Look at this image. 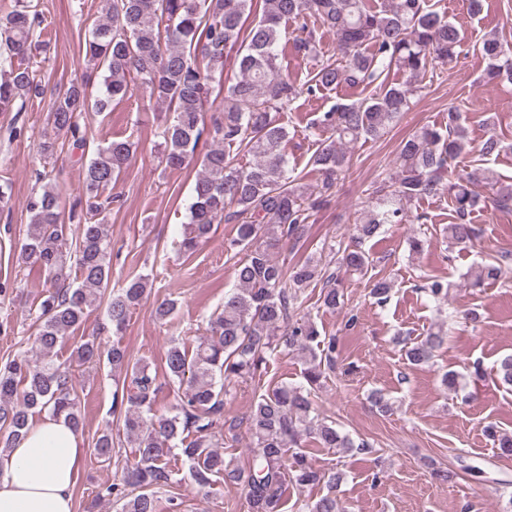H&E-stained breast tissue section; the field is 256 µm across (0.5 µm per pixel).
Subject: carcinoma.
Listing matches in <instances>:
<instances>
[{
  "instance_id": "cac0c4a2",
  "label": "carcinoma",
  "mask_w": 512,
  "mask_h": 512,
  "mask_svg": "<svg viewBox=\"0 0 512 512\" xmlns=\"http://www.w3.org/2000/svg\"><path fill=\"white\" fill-rule=\"evenodd\" d=\"M254 0H104L102 17L85 41V58L103 72L100 88L71 83L58 92L49 123L55 133L71 135L80 148L81 114L107 111L132 96L140 83L166 105L161 137L162 161L173 169L189 166L207 134L215 142L202 158L194 186L190 222L180 251L193 254L207 242L214 225L235 224L229 249L245 252L234 264L238 288L224 296L222 309L210 318L211 336L199 341L193 353L178 344L165 356L168 381L178 385L174 413L157 415L154 405L161 390L157 372L144 362H133L118 345L103 353L93 339L77 346L73 355L82 363L106 356L117 374L112 393L113 412L123 416L126 443L135 449V461L98 496L108 497L119 512H156L153 492L172 483L167 464L170 442L180 439L182 456L194 481L224 483L246 490L249 512H283L288 482L302 486L326 484L329 492L307 503L305 512H341L335 489L343 473H326L312 466L302 443L320 448L362 452L365 441L354 442L333 424L319 417L312 394L336 372V337H321L311 319L296 317L290 309L302 289L321 285L319 301L332 311L346 310L343 275H363L371 264L362 249L384 224L414 220L425 223L424 213L411 214V205L424 197L446 196L455 221L448 225V243L467 245L476 231L467 218L479 206V187L491 191L497 210H512V185L499 182L489 169H451V163L469 153L466 117L448 111L444 126H422L406 139L388 168L368 188L371 205L354 225L352 245L328 250L337 260L310 255L292 266L280 263L274 249L297 244L306 234L312 213L331 196L352 165L347 146L384 137L408 111L411 99L427 78L437 77L458 58L462 37L446 14L429 0H260L258 16L250 25ZM312 18L336 36L342 60L320 57L318 42L309 33L286 37L288 21ZM42 20L31 0H15L14 9L0 19V46L9 65L0 67V112L22 111L41 97L45 87L30 62L47 54V44L36 36ZM314 61L310 78L298 85L283 74L288 51ZM235 53L239 78L224 94V108L211 126L203 112L216 90L213 67L224 53ZM488 79L512 83V45L493 36L482 43ZM402 76L389 82L390 73ZM381 81L379 92L358 102L340 103L316 120L327 137L318 140L311 157L320 173L316 186L306 184L288 166L284 143L288 129L279 114L297 97L316 94L340 84ZM130 140H112L97 149L82 182L88 218L79 224L74 245L67 243L65 213L56 186L47 183L29 203L30 222L16 261L36 267L50 280L38 306V352L35 357L13 358L0 364V452L16 446L30 427L35 412L46 411L81 426L80 397L69 368L56 362L57 346L86 322L94 307L106 303L112 332L119 333L129 315L147 297L152 281L139 274L107 291L112 279L110 240L105 214V189L116 182L131 159ZM246 152L254 161L239 165L231 150ZM512 254L503 252L466 273L473 287L499 281L509 269ZM77 267L80 285L65 284L67 263ZM424 292L438 302L448 299V284L434 279ZM391 282L371 281L370 296L379 306L390 300ZM439 329L419 341L403 340L404 356L413 365L429 362L445 342ZM297 353L304 361L306 385H261L249 413L224 417L225 383L235 378L261 379L269 357L279 351ZM496 379L512 391V355L497 364ZM236 439L245 430L251 456L240 465L224 457L216 426ZM486 436L500 454L512 456V434L490 424ZM96 456L112 459V430L96 438Z\"/></svg>"
}]
</instances>
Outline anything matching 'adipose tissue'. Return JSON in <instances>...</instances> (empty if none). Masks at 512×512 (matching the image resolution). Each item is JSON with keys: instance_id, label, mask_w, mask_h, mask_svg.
Returning a JSON list of instances; mask_svg holds the SVG:
<instances>
[{"instance_id": "obj_1", "label": "adipose tissue", "mask_w": 512, "mask_h": 512, "mask_svg": "<svg viewBox=\"0 0 512 512\" xmlns=\"http://www.w3.org/2000/svg\"><path fill=\"white\" fill-rule=\"evenodd\" d=\"M83 463L79 432L63 419L44 416L0 455V512H74Z\"/></svg>"}]
</instances>
